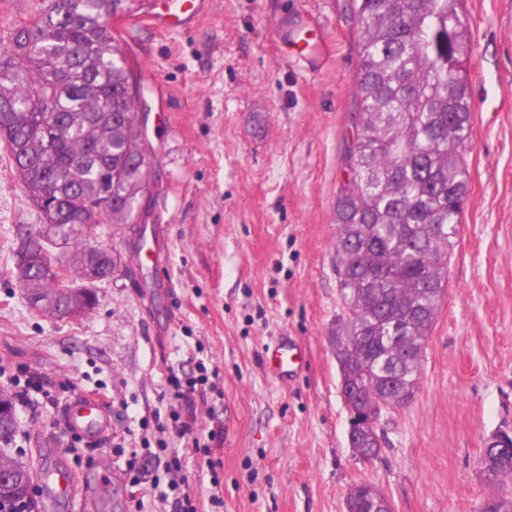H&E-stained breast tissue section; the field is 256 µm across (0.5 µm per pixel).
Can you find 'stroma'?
<instances>
[{
  "instance_id": "1",
  "label": "stroma",
  "mask_w": 512,
  "mask_h": 512,
  "mask_svg": "<svg viewBox=\"0 0 512 512\" xmlns=\"http://www.w3.org/2000/svg\"><path fill=\"white\" fill-rule=\"evenodd\" d=\"M473 136L469 193L448 264V294L426 342L412 403L383 414L386 445L359 460L330 339L342 315L335 208L360 58L355 0H210L195 27L136 33L129 55L167 94L141 224H99L115 264L85 314L32 309L13 275L19 229L37 208L0 159V368L38 371L52 402L16 408L0 450L34 474V512H163L155 455L168 439V373L217 372L196 428L220 464L186 453L205 512H344L373 483L394 512H481L504 488L478 468L485 441L512 429V0H464ZM324 30L282 63L279 26ZM156 233V261L137 263ZM288 336L305 364L286 382L263 362ZM102 400L111 428L69 451L61 409ZM137 452L143 471L125 470ZM65 469L67 493L49 474Z\"/></svg>"
}]
</instances>
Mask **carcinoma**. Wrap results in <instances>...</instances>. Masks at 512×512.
Segmentation results:
<instances>
[{
    "instance_id": "carcinoma-1",
    "label": "carcinoma",
    "mask_w": 512,
    "mask_h": 512,
    "mask_svg": "<svg viewBox=\"0 0 512 512\" xmlns=\"http://www.w3.org/2000/svg\"><path fill=\"white\" fill-rule=\"evenodd\" d=\"M145 0H41L11 24L0 54V149L51 232L24 231L16 266L60 263L55 240H73L83 281L112 273V252L83 242L103 224H137L148 192L141 130L142 84L112 19ZM359 111L336 201V272L348 342L343 368L355 405L380 394L413 400L427 337L448 287V262L469 180L472 103L465 62L471 41L462 0H355ZM40 310H85L87 289L61 291L41 272L20 281ZM407 354L383 343L393 323ZM490 479L512 481V449L485 447ZM31 476L17 467L0 503L25 499ZM483 512H512V494Z\"/></svg>"
}]
</instances>
